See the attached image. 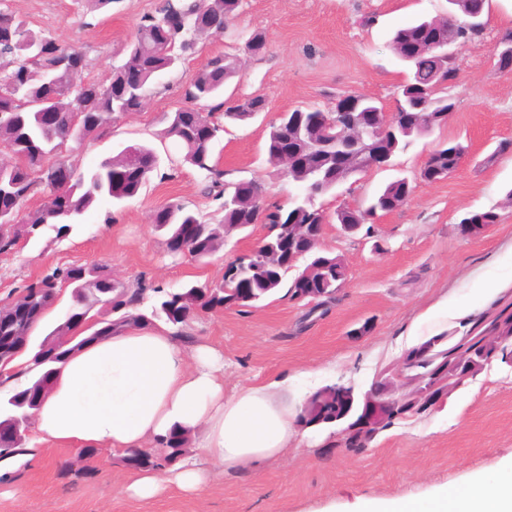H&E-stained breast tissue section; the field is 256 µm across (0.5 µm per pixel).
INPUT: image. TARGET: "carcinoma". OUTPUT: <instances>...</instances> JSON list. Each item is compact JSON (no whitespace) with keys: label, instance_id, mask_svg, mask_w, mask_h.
Wrapping results in <instances>:
<instances>
[{"label":"carcinoma","instance_id":"1","mask_svg":"<svg viewBox=\"0 0 512 512\" xmlns=\"http://www.w3.org/2000/svg\"><path fill=\"white\" fill-rule=\"evenodd\" d=\"M453 10L444 18L432 22L420 20L398 29L392 38V49L401 55L408 42H427L444 33L446 28L455 29L460 42L466 44L481 34L473 27L474 10L478 0H448ZM241 0H160L153 15L141 19L132 40L124 48L125 60L112 68L104 83L91 82L81 93H76L74 80L56 69L64 57L75 65L87 66V56L80 47H63L45 34H36L10 14L0 12V144L11 154V160L0 164V173L14 183V195L0 196V209L14 213L13 232L0 239V254L15 249L17 242H28L39 237L43 230L51 228L56 238L67 237L80 217L95 207L103 198L124 200L137 196L157 170V156L153 149L141 145H128L116 155L106 158L87 172L78 170L60 156V149L71 139L84 140L105 135L117 118L129 111L141 110L144 97L148 96L157 79L173 70L184 55L192 50L198 38L231 23L238 16ZM178 11L186 16L184 30L171 36L162 25L164 18ZM43 46L38 57L25 51L29 44ZM267 49V36L260 30H252L244 37L242 51L253 57L261 56ZM408 79L399 86L398 109L401 112H427L440 122L443 115L454 110L453 99L442 94L440 83L450 78L457 80L459 65L443 61L433 50L427 49L407 63ZM131 70L142 74L139 89L131 90L126 75ZM240 57L237 53L214 55L201 65L192 83L184 92L190 102L186 108H178L165 116L167 126L164 137L172 140L177 154L171 160L172 170L189 165L206 172L210 182L209 194L221 201L223 217L216 224L202 220L194 211L180 203L172 202L152 216V224L164 243L188 236L186 249L193 260L203 262L224 247L226 236L236 225L251 226L260 221L267 227L261 240L263 247L250 258L245 267L246 282L240 277H225L214 285H189L178 291L150 287L139 280L126 282L114 275L105 264L68 265L48 269L40 278L21 287L18 297L0 307V360L14 365L24 360L25 379L12 389L0 394V416H22L38 408L47 395L51 377L45 375L50 368L67 362L84 346L119 334L129 329L155 326L163 321L176 327V336L188 342L191 336L184 333V326L200 312L221 310L225 307L254 308L288 285V295L295 299L304 285L293 276L285 283L289 272L297 265L283 261L271 266L261 261V255L288 232L290 224H369L378 213H386L400 207L411 193L410 183L394 180L381 189L365 208L348 205L337 207L333 215L326 214L309 196L308 186L320 179L334 190L333 157L325 155L317 172L302 166L288 170V175L298 183L302 194L283 209L276 206L255 207L240 198L249 192L263 197L260 183L250 180L228 183L224 171L214 159V144L224 131L223 119L246 122L265 108L259 97L241 99L224 113L207 109V103L224 92V85L238 76ZM48 108L55 114L53 125L41 124L39 112ZM328 110L318 108L297 109L294 119L302 126L305 135L298 141L299 150L307 154L320 142ZM427 123L412 126L401 124L388 132L382 143L393 153L409 147L414 138L426 133ZM278 122L269 124L265 152L267 163L275 170L284 167L277 137ZM463 146L447 143L438 146L420 169L419 178L426 182L438 168L446 169L456 163ZM65 171L72 175L68 191L61 195L55 186V175ZM46 195V201L34 209H25L26 201L34 194ZM297 253L329 265L330 282L322 289V296L315 307L319 308L335 300L336 286L347 278V265L340 254H323L306 251L298 245ZM68 283L71 303L64 326L77 330L76 338L60 341V327L47 333L41 342L31 340L33 331L16 327V309L25 306L39 307L45 315L54 307V293L63 283ZM501 337L499 357L512 360V312L502 309L490 320ZM457 341L450 334L433 336L409 350L412 360L411 380L437 385L444 389L448 379L456 376L457 366L448 359ZM55 350L54 360L41 365L33 360L34 351L40 346ZM336 385H326L323 391L312 393L297 416L300 424L327 428L326 422H318L319 409L330 408L322 392L331 391ZM400 413L413 417L429 413L428 407L417 399L407 397L402 401ZM374 440L360 430L343 435L344 447L359 452ZM191 443L190 434L174 429L163 442L162 448L146 452L131 450L122 458L123 464L133 470H160L184 457Z\"/></svg>","mask_w":512,"mask_h":512}]
</instances>
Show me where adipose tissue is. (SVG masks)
<instances>
[{
	"label": "adipose tissue",
	"mask_w": 512,
	"mask_h": 512,
	"mask_svg": "<svg viewBox=\"0 0 512 512\" xmlns=\"http://www.w3.org/2000/svg\"><path fill=\"white\" fill-rule=\"evenodd\" d=\"M43 442L126 452L173 429L198 431L206 466L183 460L145 471L126 485L147 498L167 486L204 491L209 466L260 463L287 448L297 427L288 388L274 381L224 392V356L207 345L187 350L172 329L144 327L92 343L73 355L34 414ZM371 512H512V478L469 484L428 499L379 504Z\"/></svg>",
	"instance_id": "1"
}]
</instances>
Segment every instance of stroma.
Wrapping results in <instances>:
<instances>
[{
	"mask_svg": "<svg viewBox=\"0 0 512 512\" xmlns=\"http://www.w3.org/2000/svg\"><path fill=\"white\" fill-rule=\"evenodd\" d=\"M158 0H119L92 12L86 0H0V12L24 20L63 46L78 45L90 59L85 80L106 81L144 15ZM448 0H242L228 30L198 41L194 54L163 75L141 111L99 138L68 142L66 159L81 170L130 144L153 147L159 175L134 198L104 199L63 242L54 231L0 254V300L37 279L50 266L101 263L127 282L144 276L169 290L220 281L224 266L253 249L267 229L258 223L227 237L223 249L199 263L169 255L151 223L153 213L178 202L212 220L222 217L205 196V174L183 167L167 180L173 151L164 139V115L184 100L203 62L232 52L241 37L263 30L268 50L243 56L223 101L233 106L260 97L265 112L226 124L214 156L229 182L256 180L264 199L280 205L299 192L285 174L272 172L265 129L279 113L324 108L358 92L396 109L395 92L408 69L390 46L393 32L418 18L446 15ZM374 16L375 24L363 19ZM483 33L460 50V74L447 93L456 107L448 119L417 138L391 165L352 177L321 197L326 211L368 204L386 183L407 179L412 192L398 209L379 215L369 231L349 237L327 226L323 250L343 255L347 283L317 311L285 291L255 308L229 307L195 316L194 342L224 356V389L286 381L289 397L303 401L318 388L343 383L364 391L405 351L443 332L464 334L467 321L512 304V75L493 61L497 38L512 29V0H488ZM461 143L465 155L447 179L425 183L419 171L442 143ZM494 210L497 224L461 235L468 212ZM368 334L357 335L363 323ZM25 454L0 461V512H362L371 500L419 499L450 487L512 472V366L493 362L449 395L442 408L397 422L368 448H344L335 429L299 432L275 459L216 471L202 494L171 488L140 499L122 492L133 478L118 454L29 439Z\"/></svg>",
	"mask_w": 512,
	"mask_h": 512,
	"instance_id": "1",
	"label": "stroma"
}]
</instances>
